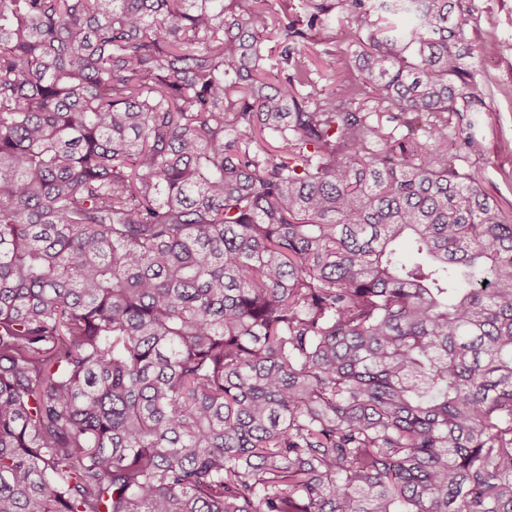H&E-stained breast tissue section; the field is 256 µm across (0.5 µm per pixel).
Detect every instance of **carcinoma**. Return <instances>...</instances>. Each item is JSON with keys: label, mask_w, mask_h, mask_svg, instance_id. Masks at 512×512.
Listing matches in <instances>:
<instances>
[{"label": "carcinoma", "mask_w": 512, "mask_h": 512, "mask_svg": "<svg viewBox=\"0 0 512 512\" xmlns=\"http://www.w3.org/2000/svg\"><path fill=\"white\" fill-rule=\"evenodd\" d=\"M461 11L0 0V512H512Z\"/></svg>", "instance_id": "cac0c4a2"}]
</instances>
